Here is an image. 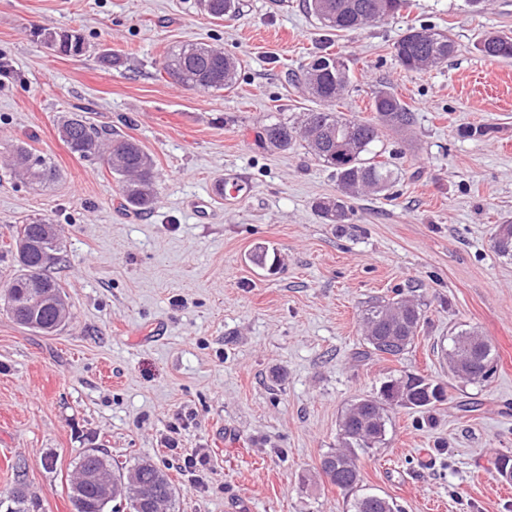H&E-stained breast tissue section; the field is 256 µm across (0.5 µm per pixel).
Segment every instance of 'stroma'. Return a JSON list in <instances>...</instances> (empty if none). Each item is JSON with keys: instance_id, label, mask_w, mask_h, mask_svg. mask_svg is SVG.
<instances>
[{"instance_id": "obj_1", "label": "stroma", "mask_w": 512, "mask_h": 512, "mask_svg": "<svg viewBox=\"0 0 512 512\" xmlns=\"http://www.w3.org/2000/svg\"><path fill=\"white\" fill-rule=\"evenodd\" d=\"M242 2L217 21L197 0H0V281L17 268L16 225L50 218L65 239L50 273L70 306L53 335L0 310V492L20 484L36 512H73L75 462L102 448L165 471L176 512H349L351 496L320 472L342 413L417 374L445 399L391 412L384 445L358 458L364 491L401 512H512V482L494 468L512 457V260L492 249L512 219V59L474 47L487 32L512 36V0H405L394 18L334 36L351 76L337 112L370 117L388 87L414 113L382 138L396 183L348 198L340 229L314 209L339 193L333 170L257 137L318 109L287 73L324 33L302 0ZM411 24L451 31L456 53L404 71L393 45ZM40 28L77 32L88 50L50 51ZM200 42L239 61L232 89L188 90L161 72L169 48ZM98 48L123 66L101 68ZM81 106L153 156L150 212L123 209L107 165L60 140L58 124ZM477 126L488 135H471ZM16 143L51 158L57 180L23 179L8 161ZM235 175L249 194L193 210ZM259 245L280 257L275 272L249 262ZM397 294L423 311L411 350L366 355L364 309ZM462 329L496 348L486 383L448 367V338Z\"/></svg>"}]
</instances>
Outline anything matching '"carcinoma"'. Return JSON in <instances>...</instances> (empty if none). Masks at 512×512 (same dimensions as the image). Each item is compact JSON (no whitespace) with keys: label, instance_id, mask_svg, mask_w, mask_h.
<instances>
[{"label":"carcinoma","instance_id":"obj_1","mask_svg":"<svg viewBox=\"0 0 512 512\" xmlns=\"http://www.w3.org/2000/svg\"><path fill=\"white\" fill-rule=\"evenodd\" d=\"M403 0H303L305 10L330 35L336 31L355 32L365 26L398 13ZM199 6L209 17L222 20L240 9V0H199ZM431 31L426 26H407L394 45V58L406 71H422L448 60L455 52V41L444 31L438 38H422ZM41 41L53 51L65 56L85 53L84 39L74 31L43 29ZM193 52L186 45L170 48L162 60V69L178 85L199 91H221L234 87L239 62L224 55V50L210 44L193 43ZM476 49L485 57L512 58V37L488 33L481 37ZM296 78L321 108L306 113L301 127L296 128L281 120L261 127L259 140L273 150H287L296 139L305 141L318 161L334 169L340 194L321 199L315 209L328 224H344L348 220L344 198L363 192L382 193L397 179L390 163L380 160L375 151L385 129L402 130L414 121L409 106L389 88L374 93L369 118L346 117L333 111L350 83L349 68L338 53L322 48L311 61L302 66ZM59 135L70 152L82 160L102 158L120 187L122 206L133 212L149 211L157 197V173L153 157L133 137L112 127L99 128L81 115L75 114L61 123ZM14 162L29 183L47 185L56 178L54 162L35 154L23 143L12 146ZM53 222L39 218L16 226L13 241L19 270L7 282L5 294L11 304L10 318L20 326H28L31 319L37 325L32 330L49 335L58 330L59 319L51 306L33 310L27 304L26 294L32 288H55L63 291L56 278L44 271L35 279L31 267L38 265L41 252L49 250L61 260L64 248L62 229L52 230ZM493 250L501 258L512 259V221L497 225L493 236ZM251 262L268 270L277 266L276 254L266 246H258ZM420 308L409 300H383L365 309L363 322L368 350L366 354L398 357L414 343L421 327ZM448 363L464 368L461 378L471 382L486 381L482 371L496 361L493 344L475 331L461 330L449 337ZM401 381L412 396V408L430 409L440 398L429 397V392L442 388L421 375L393 377L382 384L392 386ZM393 404L384 400L361 398L346 409L341 430L344 438L338 448L327 453L320 469L333 473L331 483L342 491H351L360 483L357 467L358 451L373 448L385 441L388 412ZM103 465L112 468V499L102 502L93 512H137L133 502L141 487L153 495V512H172L176 504V488L168 475L149 461L131 467H112L108 455L99 449H89L79 456L76 476ZM32 502L24 490L16 488L8 495L6 512H31ZM351 512H400L390 499L376 493H363L351 503Z\"/></svg>","mask_w":512,"mask_h":512}]
</instances>
